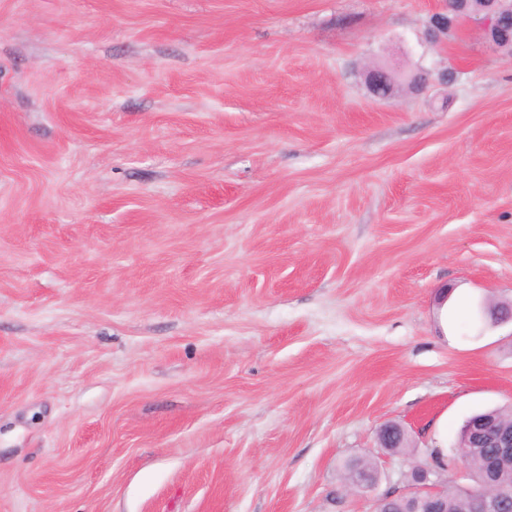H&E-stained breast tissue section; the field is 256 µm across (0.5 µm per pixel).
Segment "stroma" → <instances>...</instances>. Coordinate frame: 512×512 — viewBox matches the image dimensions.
Wrapping results in <instances>:
<instances>
[{"mask_svg":"<svg viewBox=\"0 0 512 512\" xmlns=\"http://www.w3.org/2000/svg\"><path fill=\"white\" fill-rule=\"evenodd\" d=\"M443 7L0 0V512H374L512 405V54ZM423 73V72H421ZM417 72H405L397 65L390 66H372L366 71V83L371 93L380 98H390L395 91L402 85H407L410 89L421 91L430 83L429 74Z\"/></svg>","mask_w":512,"mask_h":512,"instance_id":"1","label":"stroma"}]
</instances>
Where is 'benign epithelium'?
Returning <instances> with one entry per match:
<instances>
[{
  "label": "benign epithelium",
  "instance_id": "7a95c632",
  "mask_svg": "<svg viewBox=\"0 0 512 512\" xmlns=\"http://www.w3.org/2000/svg\"><path fill=\"white\" fill-rule=\"evenodd\" d=\"M512 14V0H457L452 10L443 14V29L452 30L458 22L469 20L484 26L492 47L503 49L512 45V28L503 26L502 18ZM366 83L371 93L380 98H389L402 85L415 91L428 86L430 80L417 72H405L397 65L372 66L366 71ZM477 312L480 319L494 324L512 323V305L480 304ZM470 439L479 447L493 446V451L482 456L484 478L476 492H468L471 512H501L512 504V487L499 484L497 464L500 458L512 456V430H504L493 417L484 416L469 428ZM395 497L406 498L416 506L414 512H443L439 481L433 471L410 470L405 491L391 492L377 498V512Z\"/></svg>",
  "mask_w": 512,
  "mask_h": 512
}]
</instances>
